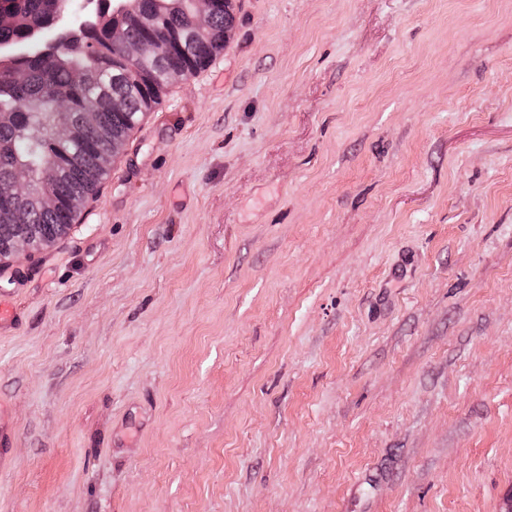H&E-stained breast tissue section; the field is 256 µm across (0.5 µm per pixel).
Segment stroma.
Returning a JSON list of instances; mask_svg holds the SVG:
<instances>
[{
	"label": "stroma",
	"mask_w": 512,
	"mask_h": 512,
	"mask_svg": "<svg viewBox=\"0 0 512 512\" xmlns=\"http://www.w3.org/2000/svg\"><path fill=\"white\" fill-rule=\"evenodd\" d=\"M233 6L0 266V512H507L512 0ZM14 432L8 408L0 404V467L3 468L9 458L10 448L13 444Z\"/></svg>",
	"instance_id": "35a3bbf8"
}]
</instances>
